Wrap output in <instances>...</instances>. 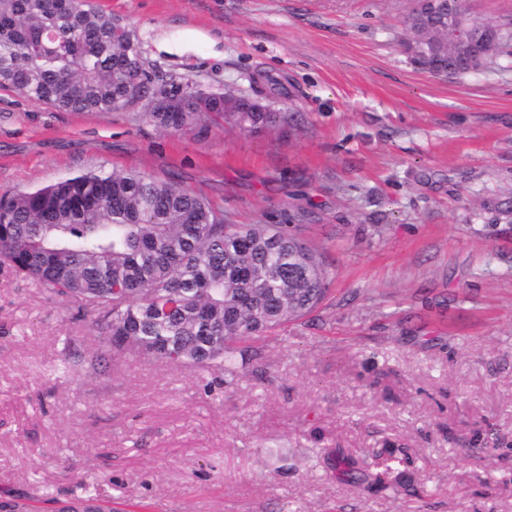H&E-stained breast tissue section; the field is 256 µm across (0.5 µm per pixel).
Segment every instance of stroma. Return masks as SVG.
I'll list each match as a JSON object with an SVG mask.
<instances>
[{
	"instance_id": "35a3bbf8",
	"label": "stroma",
	"mask_w": 512,
	"mask_h": 512,
	"mask_svg": "<svg viewBox=\"0 0 512 512\" xmlns=\"http://www.w3.org/2000/svg\"><path fill=\"white\" fill-rule=\"evenodd\" d=\"M100 2L158 77L262 87L298 126L178 133L0 90V192L175 177L227 223H290L333 282L228 381L103 354L77 303L0 266V512H512V219L485 207L512 206V66L415 67L409 0ZM391 446L413 458L393 489L337 478Z\"/></svg>"
}]
</instances>
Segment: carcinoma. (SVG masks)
I'll return each instance as SVG.
<instances>
[{"label": "carcinoma", "mask_w": 512, "mask_h": 512, "mask_svg": "<svg viewBox=\"0 0 512 512\" xmlns=\"http://www.w3.org/2000/svg\"><path fill=\"white\" fill-rule=\"evenodd\" d=\"M481 44L488 65L512 58V14ZM427 71L472 72L445 36L409 52ZM141 73L133 87L132 71ZM0 89L59 112L112 113L159 90L135 33L96 0H0ZM157 126L204 130L224 118V91L171 80ZM243 130L293 120L232 112ZM0 264L51 294L79 302L114 354L137 353L234 378L261 358V336L314 310L328 293L322 257L286 224L224 223V211L175 179L102 166L0 195ZM367 489L386 490L406 448H384Z\"/></svg>", "instance_id": "carcinoma-1"}]
</instances>
